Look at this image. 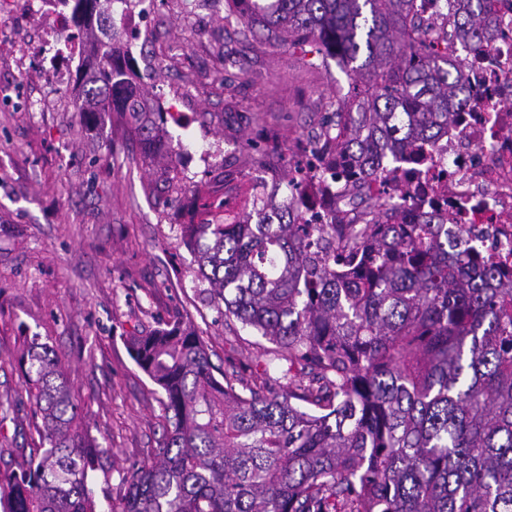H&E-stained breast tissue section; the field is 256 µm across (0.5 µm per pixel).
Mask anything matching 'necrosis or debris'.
Here are the masks:
<instances>
[{"instance_id":"1","label":"necrosis or debris","mask_w":512,"mask_h":512,"mask_svg":"<svg viewBox=\"0 0 512 512\" xmlns=\"http://www.w3.org/2000/svg\"><path fill=\"white\" fill-rule=\"evenodd\" d=\"M491 12L498 34L480 50L448 46V58L464 62L468 96L438 138L386 155L370 172L317 147L265 169L277 192L280 168L298 166L302 187L289 191L288 207L299 223L359 224L378 205L400 224L431 216L449 226L457 250L512 269V0H491Z\"/></svg>"}]
</instances>
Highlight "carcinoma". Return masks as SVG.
Here are the masks:
<instances>
[{"label":"carcinoma","mask_w":512,"mask_h":512,"mask_svg":"<svg viewBox=\"0 0 512 512\" xmlns=\"http://www.w3.org/2000/svg\"><path fill=\"white\" fill-rule=\"evenodd\" d=\"M224 23L271 47L339 58L354 84L313 137L371 171L381 156L448 127L466 100L461 63L412 35L413 0H245ZM489 0H445L448 30L478 46ZM75 0L85 26L109 5ZM117 32L87 46L81 112L119 113L143 158L173 155L161 109L137 81ZM252 192L235 234L184 224L203 289L224 322L272 347L263 372L216 379L200 336L173 319L132 336L135 364L164 393L156 461L121 475L105 512H512V274L448 253L442 225L311 229L275 194ZM341 240L346 273L330 251ZM41 419L38 453L0 473V512H99L108 449L85 429L58 355L27 336L18 360ZM301 368L305 379L289 374ZM286 380L270 385L271 373Z\"/></svg>","instance_id":"1"}]
</instances>
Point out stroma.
<instances>
[{
	"label": "stroma",
	"mask_w": 512,
	"mask_h": 512,
	"mask_svg": "<svg viewBox=\"0 0 512 512\" xmlns=\"http://www.w3.org/2000/svg\"><path fill=\"white\" fill-rule=\"evenodd\" d=\"M0 7V472L26 465L39 443L17 357L40 336L62 357L89 434L110 453L103 474L113 500L126 493L121 470L149 463L165 436L162 391L131 359L126 341L181 318L199 332L216 378L255 376L265 339L226 326L202 291L172 208L148 195L169 158L143 163L117 113L80 112L77 66L41 42V0ZM225 0H162L147 17L142 87L162 111L172 146L194 142L204 185L223 165L247 194L249 144L288 147L310 137L350 77L337 59L291 54L244 39L224 23ZM255 73L245 81L243 72Z\"/></svg>",
	"instance_id": "1"
}]
</instances>
